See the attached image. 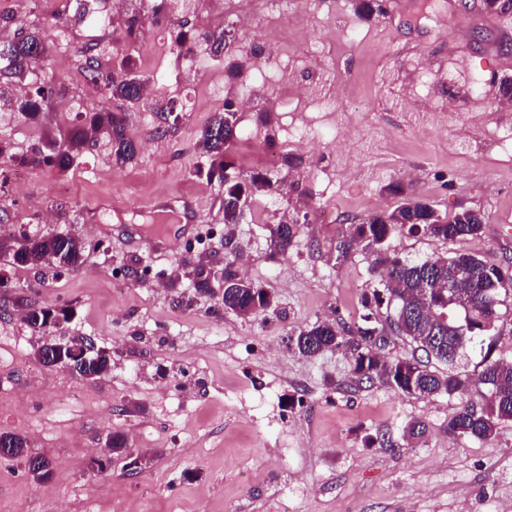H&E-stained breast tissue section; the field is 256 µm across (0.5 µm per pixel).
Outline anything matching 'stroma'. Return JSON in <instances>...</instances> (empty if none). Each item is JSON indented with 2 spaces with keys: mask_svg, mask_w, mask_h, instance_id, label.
I'll use <instances>...</instances> for the list:
<instances>
[{
  "mask_svg": "<svg viewBox=\"0 0 512 512\" xmlns=\"http://www.w3.org/2000/svg\"><path fill=\"white\" fill-rule=\"evenodd\" d=\"M419 2L398 9L385 0L386 14L368 21L359 0H309L300 28L287 9L247 0L228 26L231 50L209 70L186 71L178 55H165L158 94L128 106L132 161L117 164L101 136L67 171L28 164L22 184L0 185L10 236L69 233L86 243L75 268L0 261V390L40 388L27 410H0V433L23 436L53 466L38 482L22 464L0 462V512H512V423L484 441L448 434L464 404L483 403L486 363L512 360V294L456 363L471 383L461 396L358 384L342 352L309 358L289 342L320 321H359L375 285L370 255L359 248L339 260L336 242L401 199L443 214L472 208L485 223L479 236L452 241L394 235L389 246L400 256L471 253L512 266V152L499 136L512 126V107L495 97L496 82L512 78V53L497 50L512 37V16L486 14L480 0H431L422 18ZM82 6L102 11L107 0H0L10 33H51L40 76L54 90L52 106L37 123L17 112L0 128L13 152H30L29 128L56 132L107 100L102 83L84 78L83 46L96 45L107 70L126 56L142 64L121 30L76 21ZM161 19L145 30V45L169 41L176 21L219 28L203 10ZM259 55L269 59L260 72ZM244 87L261 94L238 115L254 139L234 141L228 156L241 181L263 174L274 187L250 194L229 227L223 189L197 173L207 164L199 139ZM443 89L467 116L444 131L421 119ZM283 96L290 112L277 104ZM174 99L177 120H163L159 108ZM396 183L403 195L389 192ZM164 193L203 206L198 236L184 235L176 254L123 230L149 224L145 202ZM112 197L124 210L89 230L86 207ZM282 221L298 233L287 255L275 256L269 230ZM228 236L249 256L244 277L275 295L276 310L243 318L196 289L192 269L224 266ZM33 300L66 310L67 320L34 331L16 317ZM59 333L108 349V374L88 380L42 365L37 347ZM414 420L427 432L409 445L403 430ZM115 432L141 456L137 474L94 466Z\"/></svg>",
  "mask_w": 512,
  "mask_h": 512,
  "instance_id": "obj_1",
  "label": "stroma"
}]
</instances>
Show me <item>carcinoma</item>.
I'll return each mask as SVG.
<instances>
[{
	"label": "carcinoma",
	"instance_id": "carcinoma-1",
	"mask_svg": "<svg viewBox=\"0 0 512 512\" xmlns=\"http://www.w3.org/2000/svg\"><path fill=\"white\" fill-rule=\"evenodd\" d=\"M482 9L491 15L511 16L512 0H483ZM202 38L216 49L225 48L224 34L203 31L193 37L179 32L178 48L193 45ZM47 32L17 33L7 42L0 41V77L30 78L31 91L20 101L18 109L36 120L50 104V90L36 80L43 69L48 52ZM82 68L94 80L103 83L110 98L139 102L143 81L129 71L126 61L120 66L130 79H116L101 68L93 45L82 50ZM127 113L102 108L85 122L66 131L49 134L43 145L18 156L0 146L1 164H32L68 169L90 140L108 137L112 158L118 163L132 159L136 147L126 135ZM237 112L233 103L224 104V112L215 115L201 134L202 153L210 159L206 177L224 185V223L236 224L240 218L238 203L245 192L236 180L226 181L231 164L224 163V151L233 143L237 131ZM407 231L438 240L477 236L482 225L473 214L459 210L442 215L425 201L404 200L391 211L372 214L350 227L348 237L336 243L337 258L345 259L354 246L363 244L370 251L368 270L378 282L372 297H366L367 313L360 322L349 327L339 323L316 322L302 328L292 337L295 349L306 357L341 350L348 357L352 373L359 381L377 380L408 397L432 398L437 395L462 394L469 380L451 371L457 360L488 330L500 315L501 296L512 291L498 267L475 254L409 261L391 252L389 240L397 232ZM298 232L295 224H277L270 230V245L285 255ZM83 256V243L71 236L47 234L22 240L0 239V260L12 265L38 266L59 262L78 265ZM274 305V297L224 266V311L241 317H257ZM393 310L384 322L376 320L381 307ZM399 338L413 346L409 357L388 359L383 351ZM83 341H72L73 358L81 361L82 375L100 378L109 371L107 362H86ZM448 370H441L437 365ZM481 381L488 386L485 402L479 406L464 405L448 421V435L483 440L493 437L499 426L512 422V361L486 364ZM11 445L10 461L21 462L36 480L52 474L49 461L28 453L25 439L16 434L1 433L0 442Z\"/></svg>",
	"mask_w": 512,
	"mask_h": 512
}]
</instances>
